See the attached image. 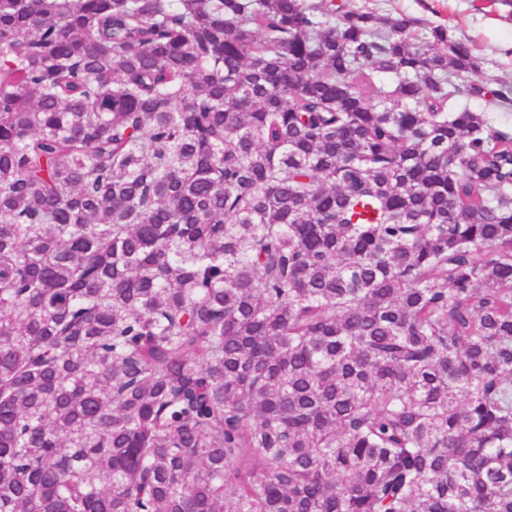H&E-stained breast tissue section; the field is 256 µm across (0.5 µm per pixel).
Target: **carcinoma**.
<instances>
[{"instance_id": "obj_1", "label": "carcinoma", "mask_w": 512, "mask_h": 512, "mask_svg": "<svg viewBox=\"0 0 512 512\" xmlns=\"http://www.w3.org/2000/svg\"><path fill=\"white\" fill-rule=\"evenodd\" d=\"M354 0H0V512H512V131Z\"/></svg>"}]
</instances>
